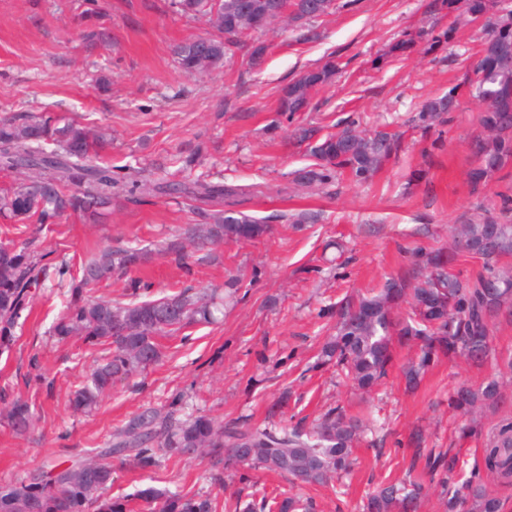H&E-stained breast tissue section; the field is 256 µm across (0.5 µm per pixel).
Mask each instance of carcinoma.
Here are the masks:
<instances>
[{"mask_svg": "<svg viewBox=\"0 0 512 512\" xmlns=\"http://www.w3.org/2000/svg\"><path fill=\"white\" fill-rule=\"evenodd\" d=\"M176 12L204 18L215 33L202 40L184 41L174 48L180 68L189 76L206 74L224 65V57L241 39L265 30L280 20L291 0H171ZM496 0H433L438 13L454 15V24L434 33L406 31L390 52H403L425 42L434 47L448 41L465 15H487L483 57L466 78L484 104L479 116L488 134L472 143L476 166L471 170L477 186L512 164V11L496 20L488 16ZM100 12L85 10L83 39L89 45L104 40L96 28ZM328 61L304 72L285 86L278 111H305L320 89L336 75ZM456 106L454 91L425 101L412 118L424 131L442 122V114ZM295 142L305 147L310 164L297 170L294 182L301 187L323 186L347 176L362 183L371 179L402 151L401 136L383 130L368 133L351 122L341 130L318 135V129L300 127ZM112 146L107 129L62 114L44 112L0 117V171L15 173L17 182L0 193V217L22 224L51 226L66 215H77L87 224H103L112 216V199L175 195L213 207L203 224H188L162 247L167 256L182 259L190 245H217L226 241L256 239L269 226L241 211L223 208L224 197L239 189L221 182H155L132 166L113 170L101 160ZM460 241L449 249L412 253L422 264L385 277L370 293L343 301L336 311L334 336L323 345L321 359L336 372L369 392L386 377L395 348L414 351L402 368L406 388L414 389L441 357L482 366L494 355L490 336L491 311H512V267L501 263L512 256V219H485L463 224ZM471 246L482 248V268L463 277L450 270L457 254ZM145 253L139 248L106 247L82 266L79 286L54 327L56 336H80L90 346H105L108 354L76 389L70 406L76 412L97 408L112 387L142 373L160 361L158 338L175 336L198 324H210L221 311L213 293L185 288L155 299L114 303L83 296L82 287L125 275L140 266ZM47 268L37 261L31 245L0 243V348L14 340V328L27 308L31 290L39 286ZM512 384L502 373L479 386H457L448 395V407L465 418L464 437L481 438L483 469H475L466 481L459 479V455L453 449L430 450L424 470L429 484L407 475L401 482L382 483L366 493L361 512H418L422 497L434 489L444 512H501V501L480 471L503 486L512 485V421L485 430L482 416L505 401ZM183 395L175 394L169 411L147 408L131 417L112 434L104 456L126 465L145 468L158 463V454L209 458L208 478L221 483L224 471L241 467L261 468L289 478L301 486H324L334 476L351 473L353 447L365 425L341 407L327 411L311 428H269L237 421L218 423L205 415L179 416ZM10 428L17 434L31 429L32 412L27 402L13 400L6 411ZM116 474L110 462L58 464L27 479L0 484V512H131L125 497L105 495ZM151 512H218L217 498L209 492L193 494L139 491ZM311 499L265 498L236 506L238 512H311Z\"/></svg>", "mask_w": 512, "mask_h": 512, "instance_id": "carcinoma-1", "label": "carcinoma"}]
</instances>
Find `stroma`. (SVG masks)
Here are the masks:
<instances>
[{
	"mask_svg": "<svg viewBox=\"0 0 512 512\" xmlns=\"http://www.w3.org/2000/svg\"><path fill=\"white\" fill-rule=\"evenodd\" d=\"M429 2L335 0L331 13L308 21L305 30L277 22L233 49L222 68L189 77L172 48L211 28L178 15L171 0H98L110 40L92 49L79 38L86 0H0V116L49 110L109 127L113 165L135 164L157 179L176 175L180 153L201 148L200 173L245 186L234 209L271 227L253 241L191 252L181 265L161 254L163 241L205 221L181 198H121L103 224L76 215L48 231L0 223V242H33L47 267L28 318L10 349L0 352V406L26 400L34 419L32 430L18 435L0 416V482L84 461L131 417L148 407L166 409L178 392L190 408L224 423L307 427L336 406L384 422L383 441L368 436L358 444L347 489L333 481L303 489L315 512H359L366 492L405 478L417 456V431L425 448L457 449L460 475L470 477L483 442L460 435L462 420L449 410L448 394L463 383L479 385L494 366L444 360L412 391L402 379L408 357L402 351L384 383L365 394L318 362L338 301L410 266L413 247L449 246L458 225L512 210V165L478 187L469 178L482 106L463 83L482 58L485 29L462 25L437 48L421 43L390 51L404 30L448 26ZM258 43L267 50L254 66L249 53ZM330 60L341 68L335 81L309 111L286 121L276 110L281 88ZM455 86L457 106L436 130L408 127L424 100ZM353 119L403 132L399 158L364 183L344 178L319 189L295 185L294 171L308 160L289 137L291 123L330 129ZM304 211L311 220L297 223ZM109 245L144 248L148 259L90 288L89 296L126 302L142 286L152 298L217 287L224 318L163 339L158 365L116 384L97 411L84 415L73 412L68 399L104 352L77 337L54 336L71 289L56 269L65 263L78 274L87 257ZM232 278L236 289H226ZM207 468L202 458L178 456L153 467L127 466L111 492L132 496L134 512H147L139 490L207 491L216 495L219 512H235L237 499L293 491L286 479L260 469L244 476L225 472L217 486Z\"/></svg>",
	"mask_w": 512,
	"mask_h": 512,
	"instance_id": "obj_1",
	"label": "stroma"
}]
</instances>
